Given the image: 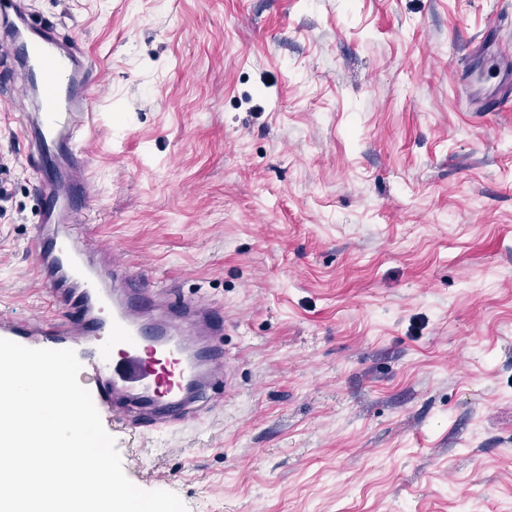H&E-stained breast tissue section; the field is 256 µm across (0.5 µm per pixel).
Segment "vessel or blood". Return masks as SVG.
I'll use <instances>...</instances> for the list:
<instances>
[{
  "label": "vessel or blood",
  "instance_id": "b4317fda",
  "mask_svg": "<svg viewBox=\"0 0 512 512\" xmlns=\"http://www.w3.org/2000/svg\"><path fill=\"white\" fill-rule=\"evenodd\" d=\"M490 48L500 88L511 89L512 49L485 36L471 44L479 55ZM0 66L19 71L22 94L38 102L21 122L41 173V222L29 246L53 307L32 320L1 311L0 338L74 350L98 412L130 435L175 428L211 402L216 385H233L216 342L226 322L211 303L157 294L124 263L104 264L75 234L90 194L83 143L98 88L90 58L54 22L30 21L18 0H0Z\"/></svg>",
  "mask_w": 512,
  "mask_h": 512
}]
</instances>
